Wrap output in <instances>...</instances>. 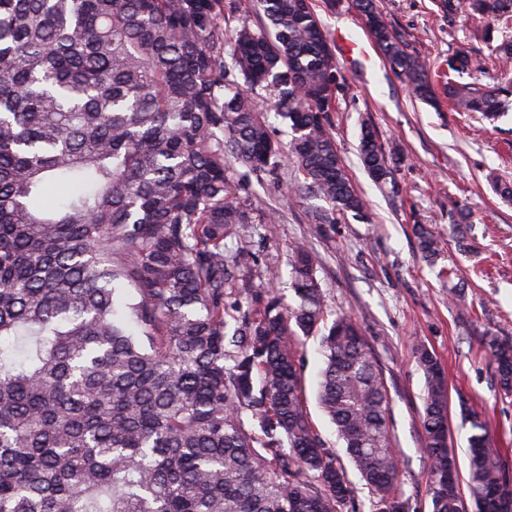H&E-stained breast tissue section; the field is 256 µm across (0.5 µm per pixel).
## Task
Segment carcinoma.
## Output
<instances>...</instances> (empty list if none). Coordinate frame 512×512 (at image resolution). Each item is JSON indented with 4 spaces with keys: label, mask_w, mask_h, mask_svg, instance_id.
Wrapping results in <instances>:
<instances>
[{
    "label": "carcinoma",
    "mask_w": 512,
    "mask_h": 512,
    "mask_svg": "<svg viewBox=\"0 0 512 512\" xmlns=\"http://www.w3.org/2000/svg\"><path fill=\"white\" fill-rule=\"evenodd\" d=\"M453 17L512 23V0H440ZM392 71L423 101L426 61L376 0H356ZM0 0V512H414L378 356L333 311L307 245L289 250L290 304L247 279L262 254L235 166L322 202L314 222L367 218L328 124L344 91L311 0ZM237 25L230 26L231 22ZM503 77L467 51L448 57V98L495 121L512 108ZM289 122L288 151L264 114ZM360 161L385 185L393 158L361 127ZM413 233L429 263L444 237ZM317 337L319 407L349 464L316 430L303 341ZM512 393V340L483 337ZM432 512H467L444 434L447 380L414 347ZM469 423L466 486L476 512H512V474L480 413Z\"/></svg>",
    "instance_id": "obj_1"
}]
</instances>
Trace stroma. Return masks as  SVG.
<instances>
[{
	"label": "stroma",
	"mask_w": 512,
	"mask_h": 512,
	"mask_svg": "<svg viewBox=\"0 0 512 512\" xmlns=\"http://www.w3.org/2000/svg\"><path fill=\"white\" fill-rule=\"evenodd\" d=\"M313 3L329 34L347 33L370 52L366 60L338 57L345 89L329 115L370 220L349 218L316 228L312 202L290 190L294 168L288 163L278 182L249 179L258 210L277 211L279 218L257 225L242 244L262 250L266 269L277 273L276 285L283 291L291 245L299 240L308 245L329 305L358 322L383 364L405 459L401 487L415 512H431L420 422L424 379L413 358L416 342H423L444 367L448 432L460 471L468 469L464 404L485 416L505 466L512 468V394L500 389L482 347L486 335L512 340V200L494 190L495 183H512V111L493 123L476 113L451 111L440 81L434 103L412 99L372 42L354 0ZM378 5L431 70L445 67L460 46L491 65L492 48L479 37L477 23L462 15L448 19L439 0H378ZM365 121L377 129L386 150L402 158L391 183L382 187L364 171L356 152ZM462 208L470 210L473 229L461 243L451 234L449 216ZM418 222L436 225L447 237L434 263L417 251L412 226ZM303 354L312 420L325 440L335 442V429L316 400L322 366L316 339L305 341Z\"/></svg>",
	"instance_id": "obj_1"
}]
</instances>
